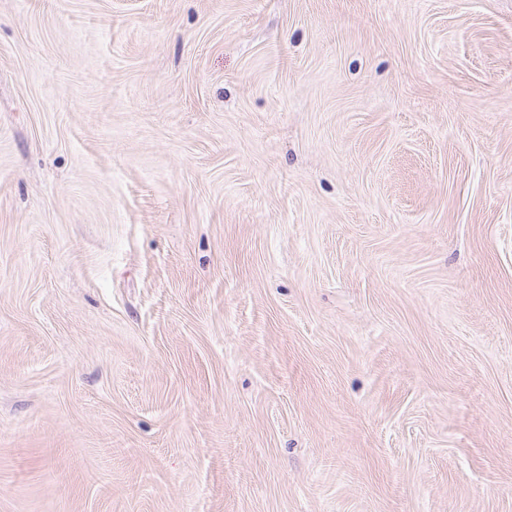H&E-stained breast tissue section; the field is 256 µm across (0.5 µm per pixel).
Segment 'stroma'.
<instances>
[{"label":"stroma","mask_w":512,"mask_h":512,"mask_svg":"<svg viewBox=\"0 0 512 512\" xmlns=\"http://www.w3.org/2000/svg\"><path fill=\"white\" fill-rule=\"evenodd\" d=\"M0 512H512V0H0Z\"/></svg>","instance_id":"obj_1"}]
</instances>
